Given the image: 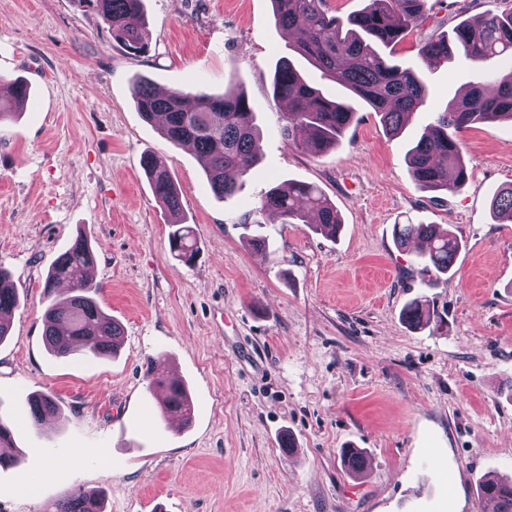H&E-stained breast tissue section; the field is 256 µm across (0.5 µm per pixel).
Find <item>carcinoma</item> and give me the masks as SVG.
<instances>
[{
  "mask_svg": "<svg viewBox=\"0 0 512 512\" xmlns=\"http://www.w3.org/2000/svg\"><path fill=\"white\" fill-rule=\"evenodd\" d=\"M99 13L112 30V38L134 56L149 50V34L142 11L143 0H78ZM275 25L297 29L301 41L294 52L325 76L350 92L380 116L389 135H396L428 97L424 76L411 67L395 62V48L410 29L424 17L426 0H368L358 13L341 19L323 8V0H272ZM461 50L474 62L496 57H512V12L485 15L479 21L463 20L451 33L423 44L420 53L446 61ZM9 95L0 98V121L12 117L26 104L28 84L19 78L8 83ZM272 95L288 103L284 113V133L294 145L314 153L336 146L355 115L352 104L334 100L309 85L291 60L277 63ZM133 100L148 121L162 118L161 133L175 146L188 144L205 160V173L214 195L220 199L235 194L242 180L258 161V130L255 115L243 90L232 87L212 95L172 88L161 95L147 79L133 86ZM490 121L512 122V71L495 80L492 87L477 82L420 136L407 154L415 182L429 191H452L467 180V168L457 133L473 124ZM141 165L156 200L173 217L169 232L170 252L185 264L198 253L191 227L181 215L180 190L161 160L146 154ZM500 216L512 218V186L500 190L492 200ZM279 213L288 224L307 222L316 217L319 230L336 235L341 220L335 204L317 186L290 182L270 188L261 196L256 213ZM412 237L422 238L427 248L421 252L426 266L436 274L448 273L460 248V241L448 230L433 224H399L396 238L405 244ZM95 255L87 237L78 235L71 246L53 263L45 283L50 303L44 312L45 340L57 357L81 354L99 359L114 354L123 335L122 327L100 307V286L89 279L87 270ZM67 288L57 293L58 286ZM19 297L6 272L0 270V341L9 331V316L18 307ZM434 312L415 300L403 311L413 327L430 321ZM149 387L156 391L163 416L181 409L191 410L190 398L168 382L162 357L149 361L146 370ZM29 418L35 424L59 412L54 395L41 392L28 402ZM14 448L12 430L0 419V467H16L21 457ZM481 498L495 505V512H512V477L501 478L479 487ZM104 512L103 495L75 487L47 507V512Z\"/></svg>",
  "mask_w": 512,
  "mask_h": 512,
  "instance_id": "obj_1",
  "label": "carcinoma"
}]
</instances>
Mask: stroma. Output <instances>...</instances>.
<instances>
[{
  "label": "stroma",
  "instance_id": "1",
  "mask_svg": "<svg viewBox=\"0 0 512 512\" xmlns=\"http://www.w3.org/2000/svg\"><path fill=\"white\" fill-rule=\"evenodd\" d=\"M150 51L128 55L77 0H0V78L31 88L0 121V269L20 304L0 342V418L24 461L0 468V512H45L72 487L103 490L105 512H484L487 473L512 474V222L490 201L512 186V124L465 129L468 178L453 191L414 182L407 151L479 76L512 62L418 50L460 21L512 12V0H427L426 20L396 48L421 72L425 104L400 135L356 105L323 154L288 143L272 96L294 39L271 0H143ZM244 88L260 128L259 165L217 199L191 150L166 141L136 109L132 86ZM156 154L181 189L199 253L169 248V215L142 170ZM291 180L318 185L341 218L336 237L266 214L258 197ZM399 224H438L463 247L448 275L420 261ZM96 260L102 309L123 328L103 359L52 356L44 341L48 271L77 234ZM264 235L267 253L249 239ZM416 299L437 316L420 330L401 314ZM163 357L194 404L191 428L161 415L147 362ZM61 413L36 425L27 399ZM298 451L281 449L283 433ZM370 456L349 473L341 451ZM83 448L97 449L82 458ZM65 474L23 490L51 461ZM28 406L29 418L35 424H40L47 416L54 417L59 412V406L54 395L48 392H41L31 397Z\"/></svg>",
  "mask_w": 512,
  "mask_h": 512
}]
</instances>
